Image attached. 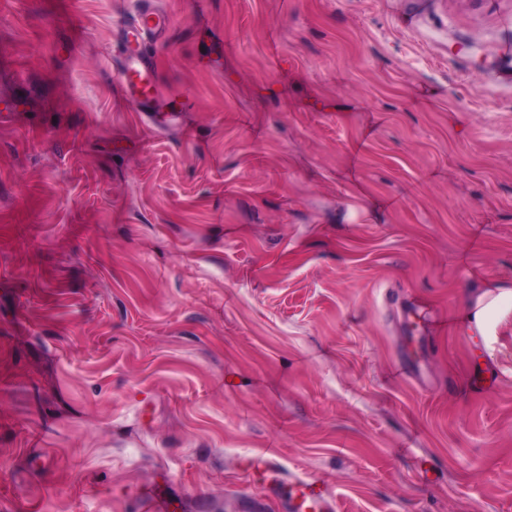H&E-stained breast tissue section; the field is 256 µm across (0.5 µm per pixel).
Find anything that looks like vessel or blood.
I'll return each mask as SVG.
<instances>
[{
    "mask_svg": "<svg viewBox=\"0 0 512 512\" xmlns=\"http://www.w3.org/2000/svg\"><path fill=\"white\" fill-rule=\"evenodd\" d=\"M168 27L166 16L155 9L154 0H140L134 24L121 25L116 35L121 52L116 60L119 83L126 104L138 112L147 128L163 132L181 125L185 109L177 95L166 92L157 76L150 42L161 40ZM256 468L273 477L272 492L281 498L285 512H338V502L316 478L287 473L269 453L254 457ZM142 512H174V495L158 488L147 495Z\"/></svg>",
    "mask_w": 512,
    "mask_h": 512,
    "instance_id": "vessel-or-blood-1",
    "label": "vessel or blood"
}]
</instances>
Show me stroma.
Instances as JSON below:
<instances>
[{"label": "stroma", "instance_id": "35a3bbf8", "mask_svg": "<svg viewBox=\"0 0 512 512\" xmlns=\"http://www.w3.org/2000/svg\"><path fill=\"white\" fill-rule=\"evenodd\" d=\"M158 3L153 134L136 0H0V512H512V0ZM136 22L121 25L116 35L121 52L116 60L119 83L126 104L139 112L151 132L181 126L186 110L178 99L187 92L169 94L160 84L155 62L145 41H159L168 27L167 17L154 8V0H140ZM465 329L471 336H481L490 355L501 354L508 362L499 364L501 375L512 380V336L502 332L511 321L512 282L489 281L466 302ZM504 336H508L506 340ZM254 466L273 477L271 491L281 498L285 512H338L336 497L316 478L287 473L277 459L262 452L253 458ZM174 494L169 488H157L147 495L142 512H173Z\"/></svg>", "mask_w": 512, "mask_h": 512}]
</instances>
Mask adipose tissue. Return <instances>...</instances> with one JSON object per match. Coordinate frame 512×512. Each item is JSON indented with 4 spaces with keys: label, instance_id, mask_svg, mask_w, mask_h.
Masks as SVG:
<instances>
[{
    "label": "adipose tissue",
    "instance_id": "obj_1",
    "mask_svg": "<svg viewBox=\"0 0 512 512\" xmlns=\"http://www.w3.org/2000/svg\"><path fill=\"white\" fill-rule=\"evenodd\" d=\"M466 311V331L482 337L488 353L503 356L500 372L512 379V336H504L502 332L504 325L512 322V282H487L468 298Z\"/></svg>",
    "mask_w": 512,
    "mask_h": 512
}]
</instances>
